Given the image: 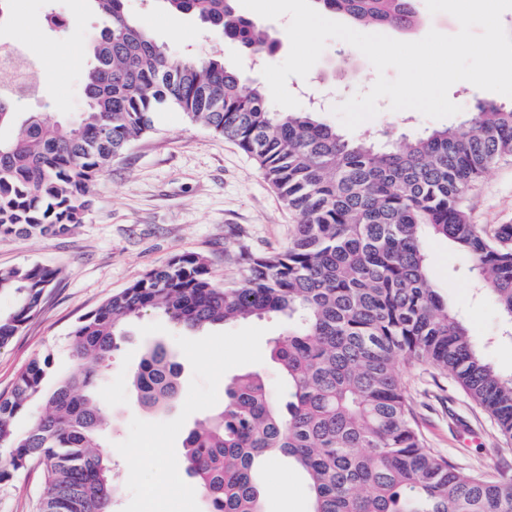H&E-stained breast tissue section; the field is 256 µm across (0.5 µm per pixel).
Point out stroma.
Masks as SVG:
<instances>
[{"instance_id": "stroma-1", "label": "stroma", "mask_w": 512, "mask_h": 512, "mask_svg": "<svg viewBox=\"0 0 512 512\" xmlns=\"http://www.w3.org/2000/svg\"><path fill=\"white\" fill-rule=\"evenodd\" d=\"M127 9L136 18L149 19L157 43L175 52L188 47L202 55H220L248 82L263 83V67L281 63L290 50L285 16L257 18V25L278 41L275 52L258 62L195 17H173L159 0H127ZM58 10L73 12L70 34L45 23L46 15ZM104 25L90 0H23L11 6L9 15L0 17V39L23 43L54 73L36 95L16 99V111L75 119L83 109L81 76L93 39ZM326 79L331 82L332 107L323 117L335 124L339 118L334 106L367 92L377 71L355 47L332 39L307 78L290 77L287 88L294 92L303 81ZM378 108L373 119L354 130V137L398 143L449 124L445 118L391 110L385 98ZM90 199L83 224L70 234L0 237V267L41 264L59 272L38 312L0 348V395L10 393L21 370L36 357L52 356L57 374L74 371V323L150 269L194 252L206 256L215 275L227 281L237 275L232 257L240 247L255 252L282 248L297 222L248 155L175 109L160 113L155 132L133 142L113 161ZM467 207L474 223H512V158L500 161L482 179ZM426 253L434 285L461 309L474 339L488 342V357L496 369L512 374V340L501 336L496 305L472 295L465 261L439 239H427ZM287 329L288 321L281 316L197 332L175 327L152 312L127 324L120 351L99 381L113 416L106 448L130 478L121 492L120 512H184L185 501L191 503V512H205L181 464L185 433L194 421L222 406L224 387L234 376L257 372L274 395L287 392L269 357L271 341ZM155 343L181 364L183 395L172 408L147 411L136 406L129 376L145 348ZM401 378L426 445L435 454L470 472L484 471L493 461L512 471V441L499 434L489 415L451 377L415 365L403 368ZM258 479L265 491V512H309L306 477L293 464L271 463ZM42 485V471L34 465L0 483V512H38ZM283 485L288 488L284 495L279 492Z\"/></svg>"}]
</instances>
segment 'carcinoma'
<instances>
[{"instance_id":"obj_1","label":"carcinoma","mask_w":512,"mask_h":512,"mask_svg":"<svg viewBox=\"0 0 512 512\" xmlns=\"http://www.w3.org/2000/svg\"><path fill=\"white\" fill-rule=\"evenodd\" d=\"M110 32L92 45L85 108L75 122L38 112L18 120L0 93V237L61 236L83 223L90 192L112 161L155 130L167 107L237 144L257 164L295 225L288 245L239 250L238 277L218 279L208 259L186 253L149 271L70 332L79 369L44 391L50 356L32 359L0 395V482L36 463L39 512H115L112 459L98 451L109 419L96 386L112 368L125 323L157 311L198 331L284 316L271 356L288 382L279 400L258 372L235 376L220 411L183 440L182 465L205 512H263L259 470L286 458L306 475L310 512H512V476L459 469L425 446L400 367L450 375L512 439V374L497 372L459 310L432 284L424 248L443 238L470 263L512 337V224H475L465 201L478 180L512 155V107L479 102L457 125L397 148L350 140L314 104L276 110L263 89L220 57L174 54L157 44L126 0H92ZM193 14L258 60L275 49L236 0H164ZM354 25L410 31L413 0H312ZM57 272L38 264L0 268V345L38 311ZM181 366L160 344L134 372L143 409L179 401ZM44 409L24 433L13 421L34 399Z\"/></svg>"}]
</instances>
